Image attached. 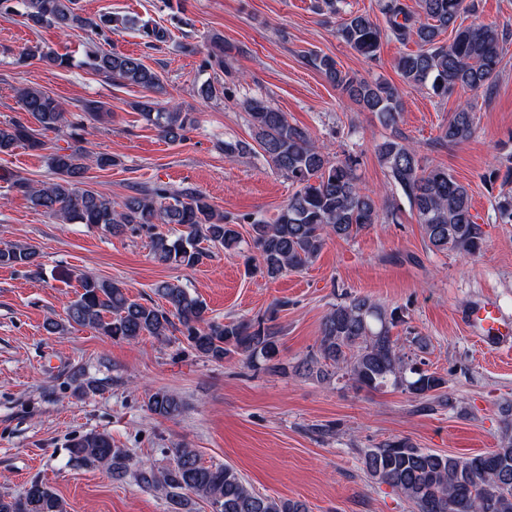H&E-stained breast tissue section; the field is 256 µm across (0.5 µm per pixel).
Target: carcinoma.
Masks as SVG:
<instances>
[{"mask_svg":"<svg viewBox=\"0 0 512 512\" xmlns=\"http://www.w3.org/2000/svg\"><path fill=\"white\" fill-rule=\"evenodd\" d=\"M475 0H380L385 27L369 15L351 12L336 24V37L359 55L374 60L382 38L399 43L412 39L417 50L400 55L395 67L404 85L426 89L439 98L457 90L488 91L502 61L504 44L512 30L459 22L465 11L475 10ZM17 14L30 28L55 27L63 32L92 30L103 39L122 29H138L148 45L166 42L168 28L138 24V20L101 14L95 19L80 12L77 0H0V15ZM454 33L445 44L440 36ZM21 58L39 57L65 68L68 57L28 47ZM309 66L372 113L390 130L375 146L389 184L408 201L429 251L454 252L467 259L482 255L484 232L472 213L468 185L448 170L429 167L409 145L399 129L403 103L401 91L389 81L359 80L337 67L329 56L312 53ZM83 65L104 78L147 91L134 110L147 125L170 142L180 141L196 118L175 105H162L150 92L159 86L157 74L141 58L117 52H92ZM199 97L210 100L232 97L231 88L205 82ZM26 119L0 123V154L20 146L43 151L47 132H65L71 144L57 147L47 156L54 175L49 183H34L13 176L7 190L64 223L100 227L111 234L128 230L148 234L154 257L161 263L194 268L212 257V249L237 250L238 223L224 216L208 197L193 187L173 189L164 182L134 187L132 193L114 199L88 182L87 172L96 167L117 166L120 159L108 153L85 151L83 132L104 116L105 103L90 101L82 115L66 117L61 104L41 89H19ZM252 129L251 140L224 142V155L261 154L265 161L288 177L297 190L281 206L271 223H251V248L258 254L262 272L276 279L288 271L312 264L328 240H351L382 223L376 193L365 190L356 174L357 156L331 159L308 130L288 122L269 101L251 97L244 103ZM476 128L469 105L460 103L436 138L439 146H457L474 138ZM504 224L512 223V192L500 194L493 205ZM160 224H176L183 231L175 237L157 231ZM0 267L40 272L38 251L30 244L0 247ZM80 291L66 307V318L49 319L46 330L62 334L73 325L89 328L114 340L132 342L143 336L163 339L178 332L188 347L201 357L222 361L240 356L266 369H280L278 313L288 301L277 300L260 318L225 322L206 318L207 307L178 282L162 281L155 287L161 303H141L131 298L124 285L90 273L77 276ZM402 322L398 309H389L368 296L350 295L332 305L323 317L316 350L298 364L296 371L321 381L347 379L358 389L393 388L426 401L443 399L447 380L417 366L403 352L393 329ZM80 397L100 391V385L84 378L78 368L70 374ZM145 406L152 414L174 419L182 412L180 400L165 389L149 394ZM499 445L495 450L471 456H449L417 447L409 438L388 439L361 450L363 464L372 479L387 484L408 501L414 512H512V404L501 408ZM169 462L157 468L133 458L126 448L112 445V437L90 430L74 438L67 448L69 461L89 469H104L112 479L128 477L137 485L165 495L171 512H189L190 496L206 501L212 512H309L305 502L257 493L230 466L205 465L194 448L168 449ZM0 512H65L56 492L41 480H33L22 495L0 497Z\"/></svg>","mask_w":512,"mask_h":512,"instance_id":"obj_1","label":"carcinoma"}]
</instances>
